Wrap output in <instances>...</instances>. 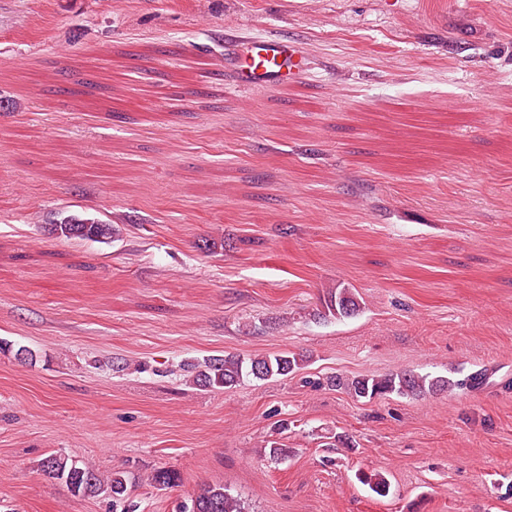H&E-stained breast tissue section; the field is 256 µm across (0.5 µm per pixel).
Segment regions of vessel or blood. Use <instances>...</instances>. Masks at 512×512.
Here are the masks:
<instances>
[{
  "mask_svg": "<svg viewBox=\"0 0 512 512\" xmlns=\"http://www.w3.org/2000/svg\"><path fill=\"white\" fill-rule=\"evenodd\" d=\"M224 49L236 63L235 83L243 90L277 83L286 68L299 65L295 48L283 41L228 32Z\"/></svg>",
  "mask_w": 512,
  "mask_h": 512,
  "instance_id": "1",
  "label": "vessel or blood"
}]
</instances>
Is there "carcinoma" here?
Returning <instances> with one entry per match:
<instances>
[{
  "mask_svg": "<svg viewBox=\"0 0 512 512\" xmlns=\"http://www.w3.org/2000/svg\"><path fill=\"white\" fill-rule=\"evenodd\" d=\"M52 233L58 237L81 240H105L112 238L110 224H93L71 215L53 225ZM324 313L336 318L355 314L360 305L347 288H335L324 298ZM305 362L302 354L283 352L274 355L241 358L235 355L214 356L187 365L194 385L223 391L239 385L247 378L267 380L295 372ZM327 384L343 388L358 399L372 400L396 394L398 396H425L448 392L454 388H477L482 377L470 375L463 380L419 375L401 370L384 376H358L344 380L338 376L327 378ZM42 472L65 483L75 496H101L112 501L113 512H137L139 505L128 495L129 477L123 471H115L108 477L101 476L94 468L70 457L51 455L42 462ZM151 483L161 489L180 484V474L170 468H158L150 475ZM360 481L380 497L389 494L390 483L383 475L361 474ZM181 512H242L240 500L221 484H203L191 496L190 504L183 505Z\"/></svg>",
  "mask_w": 512,
  "mask_h": 512,
  "instance_id": "carcinoma-1",
  "label": "carcinoma"
}]
</instances>
